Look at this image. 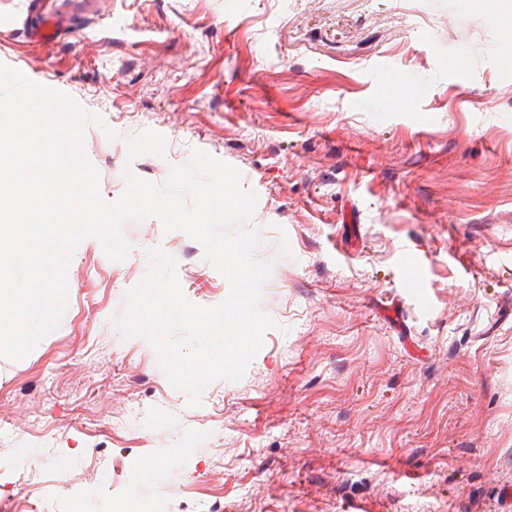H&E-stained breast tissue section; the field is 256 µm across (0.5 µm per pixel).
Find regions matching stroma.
Wrapping results in <instances>:
<instances>
[{"label":"stroma","mask_w":512,"mask_h":512,"mask_svg":"<svg viewBox=\"0 0 512 512\" xmlns=\"http://www.w3.org/2000/svg\"><path fill=\"white\" fill-rule=\"evenodd\" d=\"M24 3L0 0V62L100 117L84 150L104 199L124 169L161 186L196 149L240 171L277 327L188 407L111 318L154 248L194 304L228 282L155 219L126 225L120 263L84 240L58 328L0 358V499L30 478L51 512L132 494L144 512H512V62L493 0H66L51 43ZM147 131L163 155L128 159Z\"/></svg>","instance_id":"obj_1"}]
</instances>
